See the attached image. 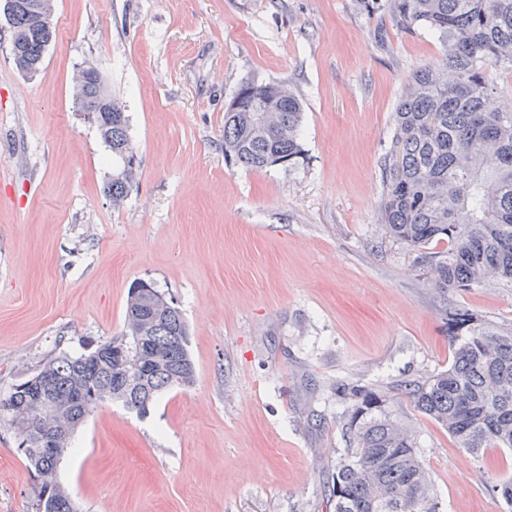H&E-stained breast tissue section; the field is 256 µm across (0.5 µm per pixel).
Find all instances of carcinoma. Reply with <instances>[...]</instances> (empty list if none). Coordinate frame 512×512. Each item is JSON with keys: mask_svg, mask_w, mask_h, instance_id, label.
I'll use <instances>...</instances> for the list:
<instances>
[{"mask_svg": "<svg viewBox=\"0 0 512 512\" xmlns=\"http://www.w3.org/2000/svg\"><path fill=\"white\" fill-rule=\"evenodd\" d=\"M14 26L24 33L19 63L40 68L55 29L35 24L31 0H20ZM397 24L426 23L445 46L442 63L414 74L393 120L391 162L385 168L382 220L386 234L418 253L430 287L465 290L498 277L512 283V100L490 87L484 67L512 69V0H392ZM224 111V156L246 170L303 155L301 99L285 83L245 82ZM114 111L97 123L121 178L107 194L125 202L136 178L128 115ZM448 245L427 252L432 243ZM189 335L181 311L154 284L129 290L120 336L73 357L42 360L34 373L51 383L35 409L36 429L72 434L100 404L150 407L166 390L193 383L189 342L169 355L171 331ZM453 341L448 369L400 384L402 394L470 454L512 450V330L477 324L473 313H448ZM27 382L0 397V417L14 425L17 409L32 403ZM336 396L351 404L344 424L349 446L336 462L334 512H440L431 477L408 430L387 409L388 396L350 383ZM70 448L54 457L38 447L22 451L35 480V512H55L69 498L57 468Z\"/></svg>", "mask_w": 512, "mask_h": 512, "instance_id": "cac0c4a2", "label": "carcinoma"}]
</instances>
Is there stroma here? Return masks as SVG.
<instances>
[{
  "label": "stroma",
  "mask_w": 512,
  "mask_h": 512,
  "mask_svg": "<svg viewBox=\"0 0 512 512\" xmlns=\"http://www.w3.org/2000/svg\"><path fill=\"white\" fill-rule=\"evenodd\" d=\"M390 4L54 0L31 77L0 32V395L118 336L134 280L189 325L191 385L144 418L103 403L75 431L57 475L78 512H334L340 382L389 394L442 512H504L488 487L512 479V451L468 454L395 389L447 369V308L512 328V287L437 292L384 231L393 112L444 54ZM88 62L137 149L118 209L105 187L121 164L73 106ZM247 81L302 99L295 165L225 159L224 111ZM33 483L0 419V512H32Z\"/></svg>",
  "instance_id": "1"
}]
</instances>
